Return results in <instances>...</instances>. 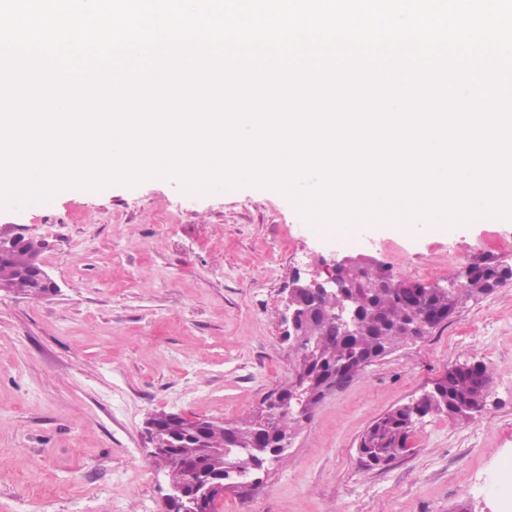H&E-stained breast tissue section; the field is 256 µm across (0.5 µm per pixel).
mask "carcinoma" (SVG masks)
<instances>
[{"label":"carcinoma","mask_w":512,"mask_h":512,"mask_svg":"<svg viewBox=\"0 0 512 512\" xmlns=\"http://www.w3.org/2000/svg\"><path fill=\"white\" fill-rule=\"evenodd\" d=\"M38 252V246L29 240L9 257L1 259L0 283L31 291L32 281L24 270L30 257ZM508 280H512V266L504 269L485 261L472 264L465 277L458 273L448 278V288L433 285L417 288L415 283L398 280L381 267L368 263L356 266L354 277L349 279L358 292L361 315L356 335H338L336 325L326 315L335 299H323L318 304L308 302L314 311L303 322L298 339L288 344L291 374L287 383L275 389L278 403L235 423L220 424L205 419L194 428L185 425L181 418L168 417L165 411L157 412V437L167 449L155 459L164 466L165 473L181 478L190 487L201 478L227 485L259 475L247 454L253 448H271L274 455L266 457L267 463H284L288 451L285 442L310 419L321 401V397L312 393L302 412H289L284 403L292 397L298 383L330 376L339 365L355 356L372 363L403 343L423 340L429 335L418 326L423 314L441 312L446 321L470 300ZM491 380L492 371L484 363L477 379L453 365L437 382L441 391L431 393L418 413L403 405L394 408L364 434L359 452L370 458L371 466L395 459L407 449L418 418L446 413L454 420L473 415L481 396L479 387H489ZM221 451L224 452L222 459L217 457Z\"/></svg>","instance_id":"obj_1"}]
</instances>
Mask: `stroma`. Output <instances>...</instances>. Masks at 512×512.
<instances>
[{"instance_id": "stroma-1", "label": "stroma", "mask_w": 512, "mask_h": 512, "mask_svg": "<svg viewBox=\"0 0 512 512\" xmlns=\"http://www.w3.org/2000/svg\"><path fill=\"white\" fill-rule=\"evenodd\" d=\"M0 234L40 247L56 293L0 294V512H162L164 472L143 439L159 411L233 422L289 376L278 320L294 275L360 252L390 274L445 283L479 246L512 265V219L344 234L306 223L266 187L184 189L149 178L66 188L0 209ZM489 366L482 413L431 414L407 450L366 467L362 436L463 356ZM512 504V281L426 339L327 395L284 465L218 512H500Z\"/></svg>"}]
</instances>
